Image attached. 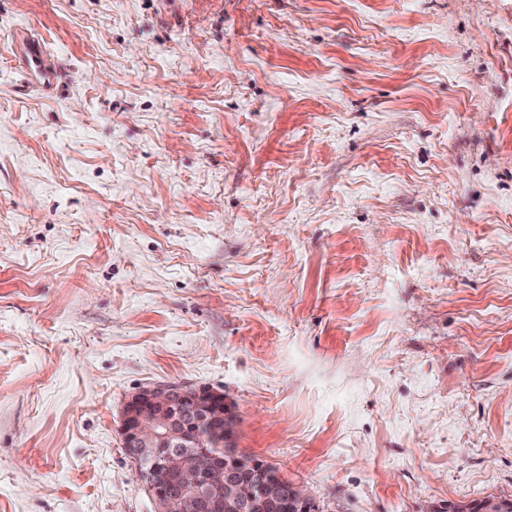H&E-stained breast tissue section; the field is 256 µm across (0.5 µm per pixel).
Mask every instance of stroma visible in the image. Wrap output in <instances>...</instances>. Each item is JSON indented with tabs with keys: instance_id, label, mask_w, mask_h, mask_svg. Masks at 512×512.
<instances>
[{
	"instance_id": "1",
	"label": "stroma",
	"mask_w": 512,
	"mask_h": 512,
	"mask_svg": "<svg viewBox=\"0 0 512 512\" xmlns=\"http://www.w3.org/2000/svg\"><path fill=\"white\" fill-rule=\"evenodd\" d=\"M170 382L320 512L512 498V0H0V512H154ZM45 60V50L42 44H31L26 57L27 67L35 77V84L42 87H48L51 83V72L48 70Z\"/></svg>"
}]
</instances>
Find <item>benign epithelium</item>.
Listing matches in <instances>:
<instances>
[{"label": "benign epithelium", "instance_id": "7a95c632", "mask_svg": "<svg viewBox=\"0 0 512 512\" xmlns=\"http://www.w3.org/2000/svg\"><path fill=\"white\" fill-rule=\"evenodd\" d=\"M233 414L224 393L205 386L186 384L176 390L162 385L141 388L125 402L119 431L123 444L143 449L130 459L138 480L155 501L157 512H176L189 502L194 512H214L220 507L215 492L234 495L235 461L213 462L206 471L186 463L182 440L212 430L216 422ZM276 480L255 485L244 500L245 512H264L276 496ZM461 512H502L500 499L464 503Z\"/></svg>", "mask_w": 512, "mask_h": 512}]
</instances>
